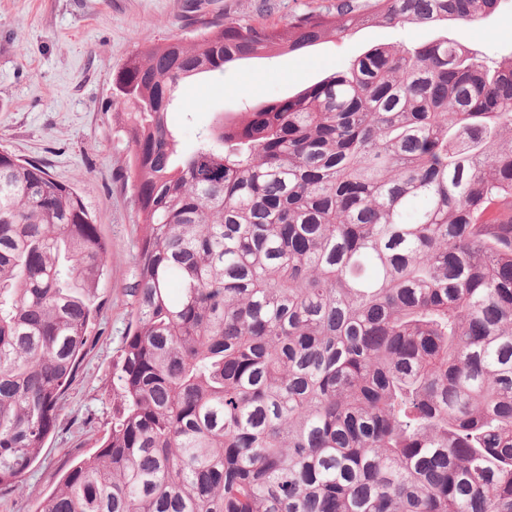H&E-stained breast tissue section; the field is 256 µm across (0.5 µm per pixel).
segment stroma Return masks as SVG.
<instances>
[{
  "mask_svg": "<svg viewBox=\"0 0 512 512\" xmlns=\"http://www.w3.org/2000/svg\"><path fill=\"white\" fill-rule=\"evenodd\" d=\"M330 0H0V150L46 166L83 198L109 247L98 286L100 313L75 382L65 393L60 427L26 475L27 489L0 492V512H37L78 458L108 433L115 405L112 364L130 322L127 288L142 235L123 180L127 150L115 130L119 105L112 78L135 51L170 37L190 38L203 20L252 23L288 16ZM457 38L490 60L512 56V0L467 27L373 26L298 55L252 59L187 79L168 114L184 144L217 116L241 118L344 70L367 49Z\"/></svg>",
  "mask_w": 512,
  "mask_h": 512,
  "instance_id": "stroma-1",
  "label": "stroma"
}]
</instances>
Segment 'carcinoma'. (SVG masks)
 <instances>
[{
  "label": "carcinoma",
  "instance_id": "obj_1",
  "mask_svg": "<svg viewBox=\"0 0 512 512\" xmlns=\"http://www.w3.org/2000/svg\"><path fill=\"white\" fill-rule=\"evenodd\" d=\"M501 2L336 0L127 59L117 413L38 512H512V57L373 47L188 151L168 124L200 74ZM107 254L74 188L0 151V491L58 428Z\"/></svg>",
  "mask_w": 512,
  "mask_h": 512
}]
</instances>
